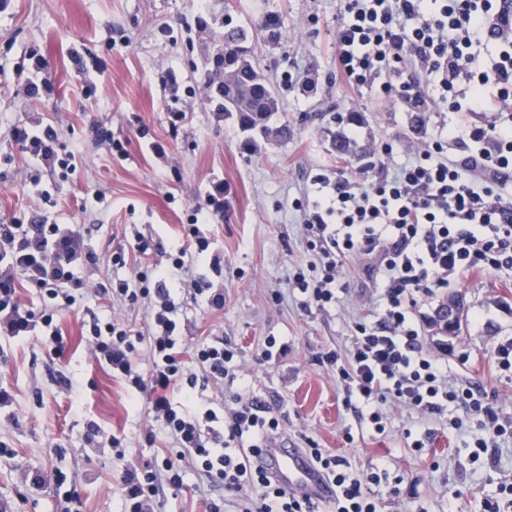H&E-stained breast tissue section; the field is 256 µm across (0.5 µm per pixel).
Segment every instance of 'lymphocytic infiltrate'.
Here are the masks:
<instances>
[{
    "instance_id": "obj_1",
    "label": "lymphocytic infiltrate",
    "mask_w": 512,
    "mask_h": 512,
    "mask_svg": "<svg viewBox=\"0 0 512 512\" xmlns=\"http://www.w3.org/2000/svg\"><path fill=\"white\" fill-rule=\"evenodd\" d=\"M340 13L336 72L350 87H377L413 112L436 103L490 118L439 127L401 162L381 146L375 164L384 175L365 186L321 179L329 193L305 224L317 275L296 272L292 289L302 310L325 309L346 291L348 264L363 263L381 286L379 310L356 321L346 352L329 349L319 357L345 407L365 413L379 434L386 430L383 403L406 409L417 452L433 425L470 424L474 457L495 468L499 448L512 443V415L483 386L450 378L447 361L425 345L419 307L472 271L512 270V0H341ZM185 255L178 249L170 268L138 270L112 288L117 300L146 304L149 371L134 364L126 327L91 324L92 356L147 394L153 421L177 445L159 466L124 463V512H150L160 487L182 489L191 471L231 495L234 512H322L255 463L257 449L281 433L272 407L252 397L194 413V388L237 379L241 366L238 349L222 338L184 346L181 308L167 279L184 269ZM184 384L186 403L174 405L168 392ZM308 454L336 489L333 512H377L373 488L388 481L386 468L362 474L321 449Z\"/></svg>"
}]
</instances>
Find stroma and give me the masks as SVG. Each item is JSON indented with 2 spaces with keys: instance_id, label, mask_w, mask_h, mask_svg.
<instances>
[{
  "instance_id": "35a3bbf8",
  "label": "stroma",
  "mask_w": 512,
  "mask_h": 512,
  "mask_svg": "<svg viewBox=\"0 0 512 512\" xmlns=\"http://www.w3.org/2000/svg\"><path fill=\"white\" fill-rule=\"evenodd\" d=\"M234 17L249 25L278 15L283 38L259 45L262 69L277 90L280 110L271 125L289 123L285 140L257 138L246 147L236 118H217L203 90L204 37L196 15L223 18L224 0H0V224H25L33 216L78 231L80 248L68 269L80 288L75 307L58 311L55 324L66 342L52 351L38 327L52 308L44 288L20 268L0 265V278L15 284L32 330L14 337L0 330V442L15 451L0 457V512H124L119 485L126 457L150 460L175 454L171 438L147 434L146 397L133 393L111 369L87 351L91 317L114 319L132 334L147 331L143 304L112 297V282L137 267L165 268L195 205L224 192L223 212L199 224L210 246L188 256V270L167 286L184 304L183 338L194 346L224 337L236 344L243 374L234 383H209L195 399L196 411L234 395L273 404L282 436L296 447H317L364 472L381 465L389 481L375 489L380 512H481L498 482H512V445L500 449L496 469L476 461L467 432L437 425L425 455L408 448L404 433L412 418L385 405L386 431H357L320 352L346 351L353 323L366 313L374 293L371 277H351L335 307L300 309L289 289L304 260L305 212L321 198L317 175L346 177L358 185L373 180L368 158H337L324 129L325 105L361 113L357 145L375 150L390 144L396 160L420 141L410 115L365 88L351 91L335 67L338 0H233ZM46 62L50 85L44 97L29 95L19 73L28 71L29 50ZM177 71L181 87L170 96L162 72ZM57 130L59 163L34 160L17 140L18 130ZM111 130L122 151L98 141ZM39 185H31L30 176ZM152 243L150 254L138 239ZM124 251L126 264L111 263ZM208 290L192 296L190 280ZM462 294L467 320L460 336L426 330L430 350L448 360L457 379L480 384L507 401L512 384L500 381L492 352L512 336V273L478 270L422 307L425 314ZM273 336L286 343L277 360L257 359V342ZM99 433L87 442L89 427ZM354 428L353 442L343 433ZM120 447H113V439ZM65 482H57V473ZM223 488L200 496L193 486L164 489L156 512H207Z\"/></svg>"
}]
</instances>
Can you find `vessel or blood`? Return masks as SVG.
I'll list each match as a JSON object with an SVG mask.
<instances>
[{"mask_svg":"<svg viewBox=\"0 0 512 512\" xmlns=\"http://www.w3.org/2000/svg\"><path fill=\"white\" fill-rule=\"evenodd\" d=\"M257 461L274 482L301 497L324 503L334 495L331 484L303 449L288 446L285 439L269 442L261 449Z\"/></svg>","mask_w":512,"mask_h":512,"instance_id":"1","label":"vessel or blood"}]
</instances>
